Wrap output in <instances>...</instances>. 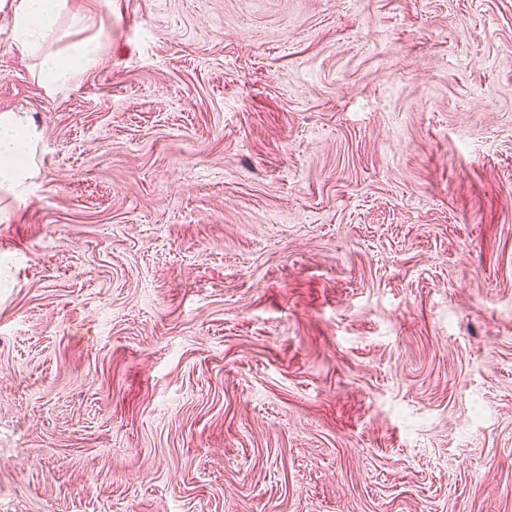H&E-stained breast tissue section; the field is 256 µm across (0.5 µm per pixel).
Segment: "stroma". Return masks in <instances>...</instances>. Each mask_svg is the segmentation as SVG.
<instances>
[{"mask_svg":"<svg viewBox=\"0 0 512 512\" xmlns=\"http://www.w3.org/2000/svg\"><path fill=\"white\" fill-rule=\"evenodd\" d=\"M0 18V512H512V0ZM6 5L17 47L26 55L40 52L58 19L69 10L68 0H1L0 12ZM38 82L48 93L71 85L102 62L98 43L84 39L59 52L39 54ZM0 193L22 200L38 173L39 135L26 112L0 111Z\"/></svg>","mask_w":512,"mask_h":512,"instance_id":"35a3bbf8","label":"stroma"}]
</instances>
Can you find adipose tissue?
<instances>
[{
    "instance_id": "adipose-tissue-1",
    "label": "adipose tissue",
    "mask_w": 512,
    "mask_h": 512,
    "mask_svg": "<svg viewBox=\"0 0 512 512\" xmlns=\"http://www.w3.org/2000/svg\"><path fill=\"white\" fill-rule=\"evenodd\" d=\"M7 11L18 48L38 55V81L53 93L78 81L102 62L94 39H84L59 52L42 51L58 19L68 12V0H0ZM39 135L30 117L11 109L0 112V193L22 200L38 173L35 162Z\"/></svg>"
}]
</instances>
